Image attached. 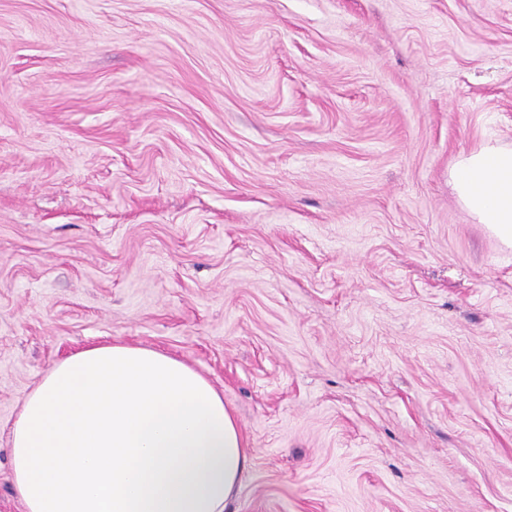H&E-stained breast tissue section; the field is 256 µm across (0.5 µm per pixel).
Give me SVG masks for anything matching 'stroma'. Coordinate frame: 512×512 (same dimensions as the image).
I'll return each instance as SVG.
<instances>
[{
	"mask_svg": "<svg viewBox=\"0 0 512 512\" xmlns=\"http://www.w3.org/2000/svg\"><path fill=\"white\" fill-rule=\"evenodd\" d=\"M512 0H0V512L24 398L96 343L204 375L238 512H512ZM458 201L512 248V146L487 142L458 156L448 172Z\"/></svg>",
	"mask_w": 512,
	"mask_h": 512,
	"instance_id": "obj_1",
	"label": "stroma"
}]
</instances>
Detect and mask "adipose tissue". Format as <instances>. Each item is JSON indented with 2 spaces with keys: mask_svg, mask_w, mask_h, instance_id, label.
Returning a JSON list of instances; mask_svg holds the SVG:
<instances>
[{
  "mask_svg": "<svg viewBox=\"0 0 512 512\" xmlns=\"http://www.w3.org/2000/svg\"><path fill=\"white\" fill-rule=\"evenodd\" d=\"M460 204L512 248V146L461 154ZM24 512H229L250 452L223 397L185 362L126 344L58 362L10 431Z\"/></svg>",
  "mask_w": 512,
  "mask_h": 512,
  "instance_id": "1",
  "label": "adipose tissue"
}]
</instances>
